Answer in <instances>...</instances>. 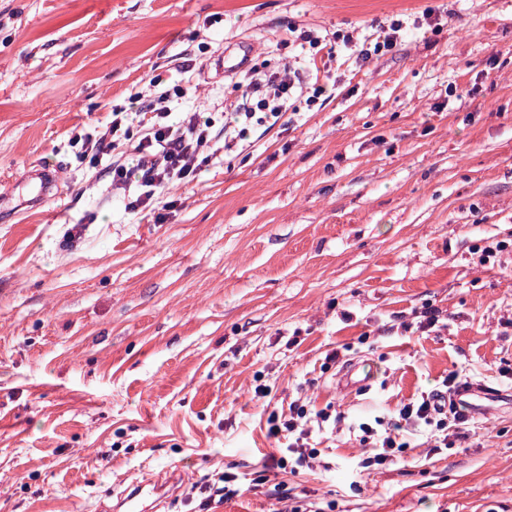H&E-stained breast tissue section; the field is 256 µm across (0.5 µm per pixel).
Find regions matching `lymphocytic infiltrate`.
<instances>
[{
    "label": "lymphocytic infiltrate",
    "instance_id": "obj_1",
    "mask_svg": "<svg viewBox=\"0 0 512 512\" xmlns=\"http://www.w3.org/2000/svg\"><path fill=\"white\" fill-rule=\"evenodd\" d=\"M301 84L299 70L290 61L282 63L274 71L254 67L245 71L239 83L243 108L224 119L225 148L246 140L252 123L277 124L287 114L290 100ZM184 95L185 90L179 85L159 90L147 107L149 117L133 148L134 164L116 161L106 169L113 189L128 194V210L150 206L165 187L187 181L200 167L198 159L212 139V123L197 112L173 113V99ZM444 385L454 394L448 406L439 405L442 393L433 390L404 404L397 419L388 422L384 430H377L366 423L359 424L361 443L374 451L370 464L383 467L393 462L396 450L404 445L401 433L407 426L435 424L438 439L443 444L451 438H467L469 405L459 400L458 395L469 390L470 382L467 376L453 372L445 379ZM330 417L329 410L313 412L297 400L289 404L287 413H270L267 418L269 435L288 441L286 455L272 458V468L295 470L310 466L316 457L310 442L311 434Z\"/></svg>",
    "mask_w": 512,
    "mask_h": 512
}]
</instances>
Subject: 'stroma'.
<instances>
[{
	"label": "stroma",
	"mask_w": 512,
	"mask_h": 512,
	"mask_svg": "<svg viewBox=\"0 0 512 512\" xmlns=\"http://www.w3.org/2000/svg\"><path fill=\"white\" fill-rule=\"evenodd\" d=\"M395 19L391 50L346 49ZM291 26L331 45L335 93L225 150L234 69L299 55ZM155 78L214 134L162 224L80 145ZM37 164L62 176L31 208ZM1 178L0 512H99L173 473L164 512H197L227 472L215 512H512V0H0ZM335 348L374 364L370 390L336 387ZM453 371L474 435L434 452L409 433L367 466L359 423ZM296 399L338 414L319 463L254 485L266 419Z\"/></svg>",
	"instance_id": "stroma-1"
}]
</instances>
